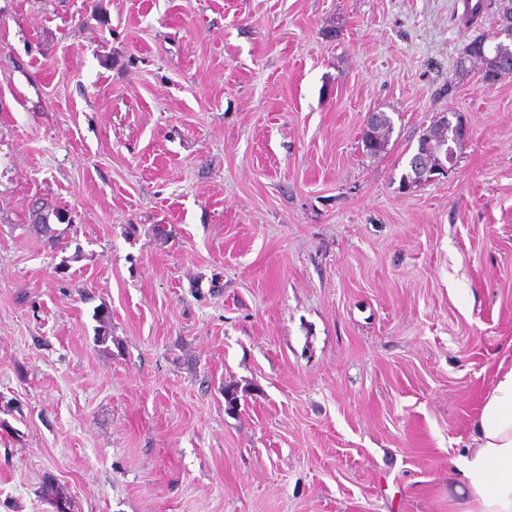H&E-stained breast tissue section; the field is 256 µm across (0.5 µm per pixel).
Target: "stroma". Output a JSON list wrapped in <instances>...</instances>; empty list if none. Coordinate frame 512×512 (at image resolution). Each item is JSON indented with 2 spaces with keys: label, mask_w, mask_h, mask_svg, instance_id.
I'll return each mask as SVG.
<instances>
[{
  "label": "stroma",
  "mask_w": 512,
  "mask_h": 512,
  "mask_svg": "<svg viewBox=\"0 0 512 512\" xmlns=\"http://www.w3.org/2000/svg\"><path fill=\"white\" fill-rule=\"evenodd\" d=\"M498 10L0 0V512H452L512 363V75L456 67ZM392 130L393 121L388 114L379 128L363 130L360 138L363 152L370 157L386 153ZM464 140L457 132L456 127L444 122L442 117L433 120L419 136L417 147L408 161L407 171L401 176L400 187L404 189L408 187L409 183L413 185V178L415 176L413 165L418 158L430 171L440 170L438 176H448V173L454 168L455 157L451 150L449 152L447 150L448 158L446 160L444 153L438 147L442 144L448 145V142H451L454 146H459ZM428 169L419 163L415 165V182L420 186L438 177L435 176L436 174L431 175Z\"/></svg>",
  "instance_id": "obj_1"
}]
</instances>
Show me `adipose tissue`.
I'll use <instances>...</instances> for the list:
<instances>
[{
  "instance_id": "adipose-tissue-1",
  "label": "adipose tissue",
  "mask_w": 512,
  "mask_h": 512,
  "mask_svg": "<svg viewBox=\"0 0 512 512\" xmlns=\"http://www.w3.org/2000/svg\"><path fill=\"white\" fill-rule=\"evenodd\" d=\"M452 464L454 512H512V367L498 368L469 444Z\"/></svg>"
}]
</instances>
